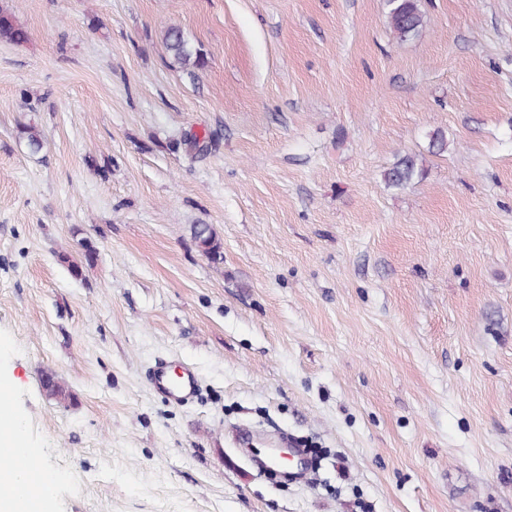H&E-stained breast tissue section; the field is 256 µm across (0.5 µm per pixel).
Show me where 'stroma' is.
I'll return each instance as SVG.
<instances>
[{
    "label": "stroma",
    "instance_id": "1",
    "mask_svg": "<svg viewBox=\"0 0 512 512\" xmlns=\"http://www.w3.org/2000/svg\"><path fill=\"white\" fill-rule=\"evenodd\" d=\"M419 4L400 43L385 0H0V377L53 512H512V0ZM0 40L16 45L28 41L27 31L16 25L12 18L3 11H0ZM163 45L167 55L190 78L195 79L197 73L206 67V56L200 48L189 41L181 27L176 25L167 27L163 35ZM422 175L416 154L399 155L393 164L383 173V179L388 186L404 187L416 177ZM191 238L202 254L206 255L213 262L221 260L222 243L210 224H193L191 226ZM150 381L151 387L158 395L172 402L188 401L198 393L200 387L194 369L184 367L174 379L170 373V366L166 363H160L155 367ZM288 449L291 453L294 473L303 472L309 465V456L305 448H273L271 449V456L275 466H281L286 460L289 462L291 459L288 456ZM280 459V464H279Z\"/></svg>",
    "mask_w": 512,
    "mask_h": 512
}]
</instances>
